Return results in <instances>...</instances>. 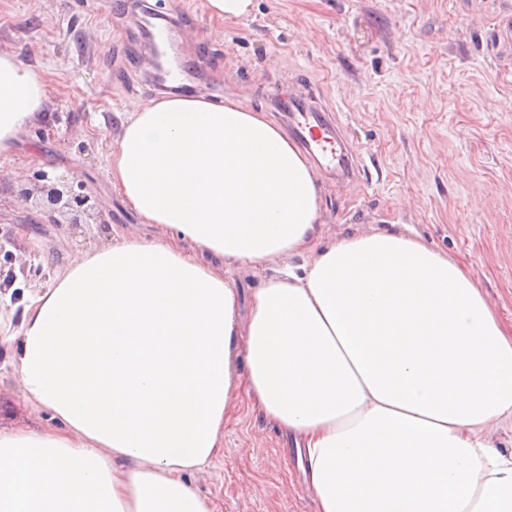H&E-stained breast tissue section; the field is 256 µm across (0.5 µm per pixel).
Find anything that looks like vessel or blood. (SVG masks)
<instances>
[{
	"instance_id": "b4317fda",
	"label": "vessel or blood",
	"mask_w": 512,
	"mask_h": 512,
	"mask_svg": "<svg viewBox=\"0 0 512 512\" xmlns=\"http://www.w3.org/2000/svg\"><path fill=\"white\" fill-rule=\"evenodd\" d=\"M143 27L150 30L158 48H166L173 35L172 22H161L159 14L145 16ZM497 55L512 56V21H500L493 34ZM287 112L291 133L302 143L318 166L328 172H340L354 177L359 171L357 156L350 151L341 136L335 120L325 111L314 106L311 100L292 96L280 102Z\"/></svg>"
}]
</instances>
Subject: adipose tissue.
I'll use <instances>...</instances> for the list:
<instances>
[{"instance_id": "1", "label": "adipose tissue", "mask_w": 512, "mask_h": 512, "mask_svg": "<svg viewBox=\"0 0 512 512\" xmlns=\"http://www.w3.org/2000/svg\"><path fill=\"white\" fill-rule=\"evenodd\" d=\"M0 50V153L47 103ZM112 185L157 236L76 252L7 334L53 427L0 431V512H214L188 481L232 399L294 444L315 512H512V328L462 262L399 230L317 247L298 146L229 99L133 109ZM291 265L248 315L217 269ZM246 362L237 372V359Z\"/></svg>"}]
</instances>
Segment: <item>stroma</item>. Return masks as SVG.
I'll return each mask as SVG.
<instances>
[{
  "mask_svg": "<svg viewBox=\"0 0 512 512\" xmlns=\"http://www.w3.org/2000/svg\"><path fill=\"white\" fill-rule=\"evenodd\" d=\"M186 19L181 55L201 60L190 95L239 101L277 125L280 97L312 96L331 110L363 168L352 181L317 174L322 240L406 227L462 261L496 314L512 323V62L491 38L512 0H254L221 22L203 0H151ZM130 0H0V49L48 75L47 106L0 154V318L19 324L23 294L55 282L67 256L118 236L149 237L112 186L120 115L160 100ZM66 176L98 213L52 224L36 171ZM31 189L29 200L16 194ZM285 265L224 267L249 309ZM14 351L0 343V430L38 429L48 415L24 396ZM189 481L217 512H315L296 453L260 412L237 403L224 447Z\"/></svg>",
  "mask_w": 512,
  "mask_h": 512,
  "instance_id": "35a3bbf8",
  "label": "stroma"
}]
</instances>
